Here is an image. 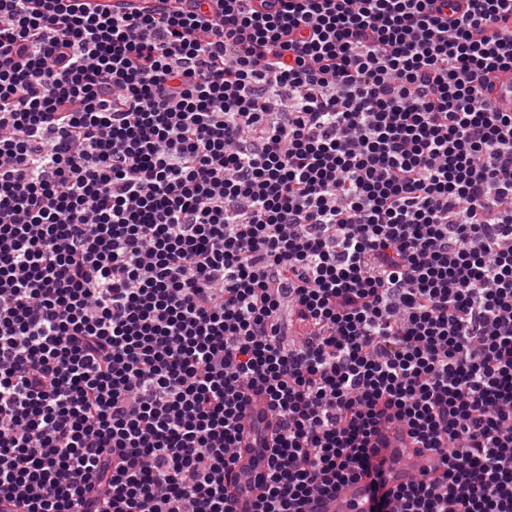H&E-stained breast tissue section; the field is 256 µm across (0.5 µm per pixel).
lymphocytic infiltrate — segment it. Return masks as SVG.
Returning <instances> with one entry per match:
<instances>
[{"mask_svg":"<svg viewBox=\"0 0 512 512\" xmlns=\"http://www.w3.org/2000/svg\"><path fill=\"white\" fill-rule=\"evenodd\" d=\"M507 70L512 0H0V499L235 512L260 391L253 512H512ZM496 107L502 111L512 110V73H501L492 95ZM269 421V407L265 397L253 395L243 420L240 457L233 471L236 486L237 512H251L259 494V484L270 456V443L264 429ZM373 443L378 457L384 460L387 466V488L398 487L410 481L421 480L424 471L429 470L432 463L430 459L414 448L407 427L402 423H388L383 425L373 437ZM393 460H398L392 465ZM366 489L363 482H354L346 486L341 493L321 507V512H355L359 509Z\"/></svg>","mask_w":512,"mask_h":512,"instance_id":"1","label":"lymphocytic infiltrate"}]
</instances>
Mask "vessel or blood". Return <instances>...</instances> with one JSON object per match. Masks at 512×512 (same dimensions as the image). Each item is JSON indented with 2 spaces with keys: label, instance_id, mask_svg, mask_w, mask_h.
Wrapping results in <instances>:
<instances>
[{
  "label": "vessel or blood",
  "instance_id": "1",
  "mask_svg": "<svg viewBox=\"0 0 512 512\" xmlns=\"http://www.w3.org/2000/svg\"><path fill=\"white\" fill-rule=\"evenodd\" d=\"M496 107L512 110V73L500 74L492 95ZM269 421L265 397L252 396L243 420L240 457L233 471L236 486V512H252L259 494V484L270 456L264 429ZM379 458L388 462L387 484L395 488L422 479L431 466L430 459L415 448L405 425L393 422L383 425L373 437ZM366 489L364 483L354 482L325 503L322 512H357Z\"/></svg>",
  "mask_w": 512,
  "mask_h": 512
}]
</instances>
